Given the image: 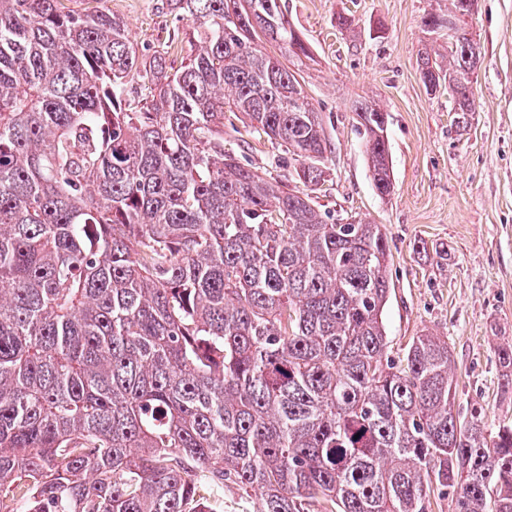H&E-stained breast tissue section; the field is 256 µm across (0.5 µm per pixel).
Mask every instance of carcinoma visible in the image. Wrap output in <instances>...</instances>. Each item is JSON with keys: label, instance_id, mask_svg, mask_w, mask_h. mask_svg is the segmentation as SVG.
Returning a JSON list of instances; mask_svg holds the SVG:
<instances>
[{"label": "carcinoma", "instance_id": "obj_1", "mask_svg": "<svg viewBox=\"0 0 512 512\" xmlns=\"http://www.w3.org/2000/svg\"><path fill=\"white\" fill-rule=\"evenodd\" d=\"M462 2L418 66L469 112ZM168 5L174 72L108 10L0 0V512H207L226 481L258 512H512V428L454 413L447 340L391 359L385 233L313 206L330 143L281 0ZM226 112L304 190L225 154ZM353 112L387 196L388 115Z\"/></svg>", "mask_w": 512, "mask_h": 512}]
</instances>
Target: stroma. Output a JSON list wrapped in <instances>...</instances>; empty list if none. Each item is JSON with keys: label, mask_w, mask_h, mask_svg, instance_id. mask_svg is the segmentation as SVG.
<instances>
[{"label": "stroma", "mask_w": 512, "mask_h": 512, "mask_svg": "<svg viewBox=\"0 0 512 512\" xmlns=\"http://www.w3.org/2000/svg\"><path fill=\"white\" fill-rule=\"evenodd\" d=\"M127 24L140 57L151 59L176 20L167 0H107ZM450 0H283L308 45L295 69L317 112L331 153L312 197L343 224L380 225L390 246L392 285L385 323L392 351L413 337H446L456 383L454 411L480 417L489 432L512 427V0H478L468 27L482 46L471 74L472 110L453 111L427 93L418 54L429 42L422 18L448 12ZM352 19L339 26V16ZM365 98L388 114L393 189L379 196L366 136L351 106ZM224 150L267 178L295 167L278 144L224 126Z\"/></svg>", "instance_id": "obj_1"}]
</instances>
